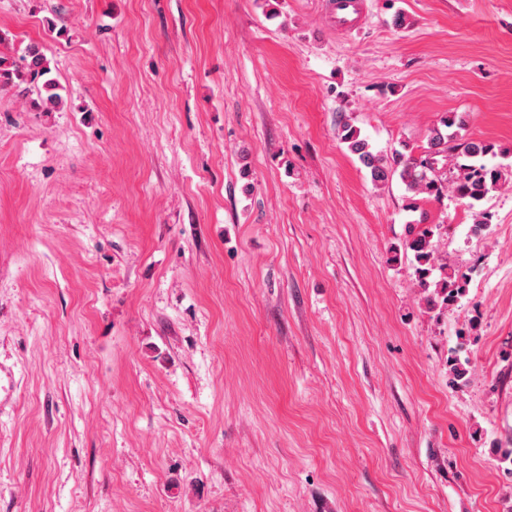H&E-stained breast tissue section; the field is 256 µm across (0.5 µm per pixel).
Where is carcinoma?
<instances>
[{"label": "carcinoma", "instance_id": "1", "mask_svg": "<svg viewBox=\"0 0 512 512\" xmlns=\"http://www.w3.org/2000/svg\"><path fill=\"white\" fill-rule=\"evenodd\" d=\"M48 72L45 55L40 47L33 45L28 48L20 65L0 57V89L18 82L35 84ZM339 138L369 170L373 182L384 183L392 175H399L407 192L412 194L411 209L419 208L417 196L437 199L448 187L472 208L508 175V167L493 163V159L506 154V150L485 140L466 137V115L459 112H450L441 118L440 125L431 130L427 147L418 157L397 153L388 159L377 155L370 150L368 141L361 137L360 130L347 123L340 127ZM452 156L463 157L465 162L455 163L454 170L450 172L448 158ZM432 236V228L423 227L418 221L408 226L406 246L414 254L417 272L424 285L436 266ZM468 285L467 276L444 272L436 282L434 298L446 306L453 305L466 295Z\"/></svg>", "mask_w": 512, "mask_h": 512}]
</instances>
